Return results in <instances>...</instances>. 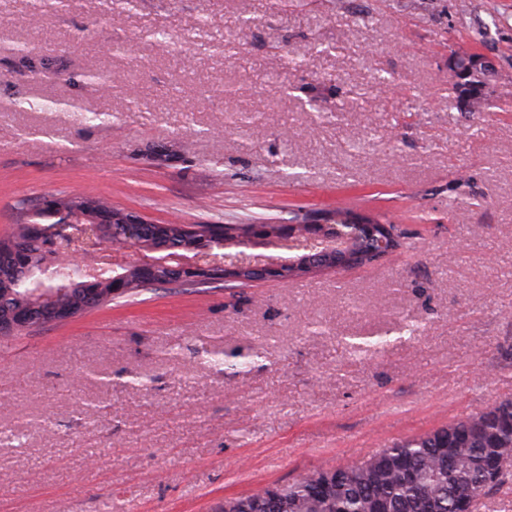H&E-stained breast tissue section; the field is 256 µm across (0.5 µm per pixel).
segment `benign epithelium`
I'll list each match as a JSON object with an SVG mask.
<instances>
[{"label":"benign epithelium","mask_w":512,"mask_h":512,"mask_svg":"<svg viewBox=\"0 0 512 512\" xmlns=\"http://www.w3.org/2000/svg\"><path fill=\"white\" fill-rule=\"evenodd\" d=\"M463 66L476 79L475 87L487 92L497 70L492 58L474 52L451 56L450 66ZM40 205L53 209L59 223L37 224L30 232L34 238H50L52 253L33 264L28 260L25 269L46 275L60 261L70 262L83 276L92 274V268L101 260L112 265L110 296L128 293L132 285L153 288L161 274H166L167 284L179 288H202L214 281H241L260 283L268 280L286 281L298 272L313 268L344 270L356 267L357 255L350 252L319 251L313 243L319 238H330L329 220L322 224H310L300 218L282 219L273 224H250L249 233L238 238L226 233L220 238L208 240L190 233L191 239L181 246L146 245L141 241L110 245L102 239L104 228L109 224H149L145 215L131 210L98 209L89 215L90 223L81 224L65 211L53 208L52 199H44ZM368 238L375 248L367 253L374 261L396 250L397 236L387 224L362 222ZM245 248L250 253L238 257L219 255L217 251L231 247ZM269 249H286L290 255H270ZM49 299L13 308L7 316H0V332L13 333L30 330L39 324L59 321L77 314L76 310L45 306Z\"/></svg>","instance_id":"1"}]
</instances>
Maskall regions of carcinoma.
<instances>
[{"instance_id":"carcinoma-1","label":"carcinoma","mask_w":512,"mask_h":512,"mask_svg":"<svg viewBox=\"0 0 512 512\" xmlns=\"http://www.w3.org/2000/svg\"><path fill=\"white\" fill-rule=\"evenodd\" d=\"M56 206L87 216L85 206L107 208L103 199L62 192ZM92 287L85 285L66 262L55 267L53 278L42 284L24 276L20 263H0V311L26 304L34 292L72 306L83 303ZM386 331L365 340L345 342L353 355L377 352L387 344ZM509 456L501 472L490 476L485 459L496 451ZM327 485L326 499L317 502L312 482ZM512 480V398L419 435L400 439L363 461L340 465L332 471L313 470L293 482L224 504L227 512H260L262 494L274 492L285 512H370L373 503L382 512H459L457 502L474 485L483 486L480 496L497 493Z\"/></svg>"}]
</instances>
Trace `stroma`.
Segmentation results:
<instances>
[{"instance_id":"1","label":"stroma","mask_w":512,"mask_h":512,"mask_svg":"<svg viewBox=\"0 0 512 512\" xmlns=\"http://www.w3.org/2000/svg\"><path fill=\"white\" fill-rule=\"evenodd\" d=\"M0 33L27 48L0 53V239L62 191L186 225L346 198L407 233L363 268L0 339V512H221L512 397V0H0ZM458 50L495 59L487 111L456 105ZM390 335L389 331H385L377 336H371L368 339L361 341H352L358 340V338H350L351 340L345 341V348L348 350L350 354L357 355L361 353H367L370 351H380L387 344L386 336Z\"/></svg>"}]
</instances>
